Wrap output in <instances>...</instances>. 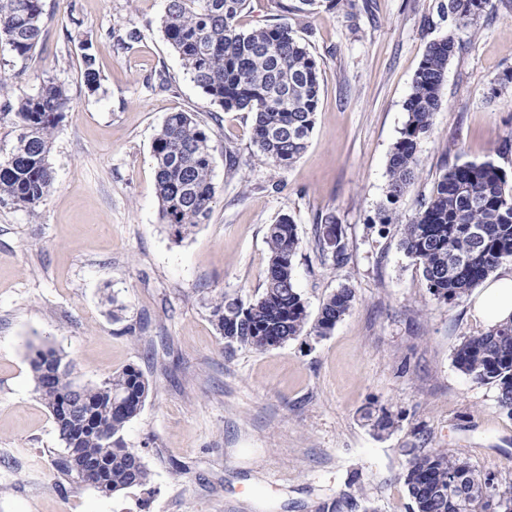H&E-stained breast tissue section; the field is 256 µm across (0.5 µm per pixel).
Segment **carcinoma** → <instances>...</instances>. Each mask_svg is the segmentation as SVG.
Wrapping results in <instances>:
<instances>
[{
    "instance_id": "1",
    "label": "carcinoma",
    "mask_w": 512,
    "mask_h": 512,
    "mask_svg": "<svg viewBox=\"0 0 512 512\" xmlns=\"http://www.w3.org/2000/svg\"><path fill=\"white\" fill-rule=\"evenodd\" d=\"M252 0H168L162 19L165 40L182 59L195 84L226 111L253 117V140L261 162L274 170L290 168L308 147L320 100L314 55L288 23L243 32L237 17ZM321 0H275L286 15ZM456 26L468 28L494 8L493 0H448L440 5ZM43 0H0V41L28 59L43 41ZM92 44L82 43V78L93 94L101 86ZM448 36L431 43L405 101L407 121L388 159L386 204L377 221L402 225L401 245L419 265L430 292L452 302L477 288L498 268L512 264V178L491 161L447 167L428 198L409 219L393 208L417 176L420 145L431 132L432 114L442 105L448 62L456 53ZM0 110L13 114L16 142L0 157V202L34 211L53 188L49 154L65 112L72 108L66 85L49 78L36 93L14 97L10 77L0 74ZM210 131L190 112L167 115L152 146L162 222L181 239L208 220L215 187ZM271 253L264 291L253 301L224 296L214 300L212 317L227 346L266 350L305 332L308 311L294 283L300 247L288 215L267 228ZM323 244L334 264L347 260L341 226L326 224ZM352 288L344 286L323 301L312 328L323 337L351 311ZM454 363L474 381L497 389L501 409L512 415V321L464 338ZM36 391L53 416L62 452L53 466L63 477H77L75 464L90 470L82 477L105 492L144 486L149 472L141 453L126 447L123 431L140 412L149 392L133 366L96 385L76 386L79 407L61 412L73 384L71 361L46 346L29 347ZM374 430L395 425L384 409L367 410ZM413 512H512V479L483 475L468 460L446 449L416 452L404 474Z\"/></svg>"
}]
</instances>
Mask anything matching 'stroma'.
Here are the masks:
<instances>
[{"instance_id":"obj_1","label":"stroma","mask_w":512,"mask_h":512,"mask_svg":"<svg viewBox=\"0 0 512 512\" xmlns=\"http://www.w3.org/2000/svg\"><path fill=\"white\" fill-rule=\"evenodd\" d=\"M439 3L339 0L290 16L319 63L320 101L309 146L285 171L260 162L250 113L222 110L191 80L161 32L166 0H44L43 46L23 61L0 44L13 95L52 77L73 100L49 157L51 194L32 212L0 204V512H322L339 498L351 512H409L402 475L416 449L512 478V416L494 385L454 364L464 337L486 329L471 294L433 296L397 225L373 222L412 81L444 37L459 49L397 209L412 216L452 164L490 159L512 174V85H499L512 72V0L467 30ZM130 28L139 39L118 44ZM86 39L102 75L93 94ZM161 71L169 89L153 86ZM178 111L211 131L215 186L209 220L181 240L160 218L152 156ZM284 215L310 318L344 285L354 307L324 337L226 348L211 304L261 294L266 229ZM327 219L342 228L340 266L318 246ZM33 344L66 354L81 383L142 371L150 390L124 438L147 485L104 493L57 475L63 445L31 375ZM369 407L393 414L390 433L372 429ZM92 47L91 42L82 43V49L84 51L82 55L83 59V71L82 78L86 90L93 94L99 90L101 86V74L99 69L96 67V58L94 54L90 52Z\"/></svg>"}]
</instances>
